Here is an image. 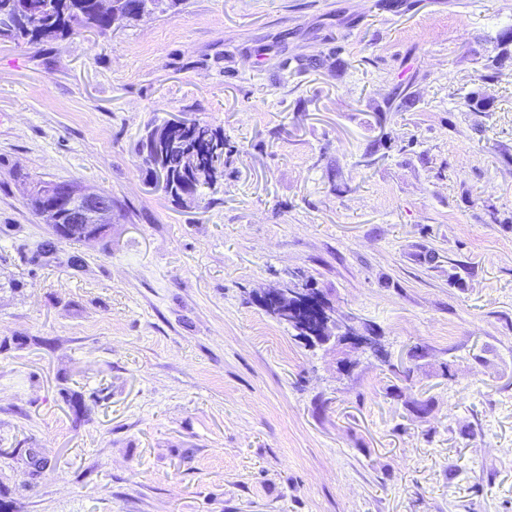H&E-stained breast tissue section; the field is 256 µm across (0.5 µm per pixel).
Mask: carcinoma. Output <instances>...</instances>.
Returning a JSON list of instances; mask_svg holds the SVG:
<instances>
[{
  "label": "carcinoma",
  "instance_id": "1",
  "mask_svg": "<svg viewBox=\"0 0 512 512\" xmlns=\"http://www.w3.org/2000/svg\"><path fill=\"white\" fill-rule=\"evenodd\" d=\"M180 0H112L129 22L146 14L163 12ZM0 14L13 18V26L0 37L17 43L39 45L59 40L80 30L105 36L112 17L99 10L96 0H0ZM224 135L199 121L172 141L166 161L169 172L163 192L174 202L194 200L224 172Z\"/></svg>",
  "mask_w": 512,
  "mask_h": 512
}]
</instances>
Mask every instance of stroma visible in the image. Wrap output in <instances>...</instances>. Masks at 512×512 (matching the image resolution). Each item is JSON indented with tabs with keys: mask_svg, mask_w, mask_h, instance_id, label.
Returning a JSON list of instances; mask_svg holds the SVG:
<instances>
[{
	"mask_svg": "<svg viewBox=\"0 0 512 512\" xmlns=\"http://www.w3.org/2000/svg\"><path fill=\"white\" fill-rule=\"evenodd\" d=\"M508 28L512 0H181L0 39L11 512H512ZM182 114L226 147L178 204L138 143ZM19 171L110 194L111 236L44 253ZM294 286L387 362L339 372L258 301Z\"/></svg>",
	"mask_w": 512,
	"mask_h": 512,
	"instance_id": "1",
	"label": "stroma"
}]
</instances>
